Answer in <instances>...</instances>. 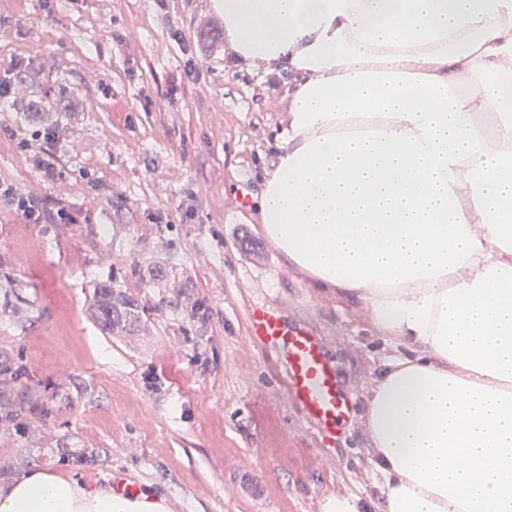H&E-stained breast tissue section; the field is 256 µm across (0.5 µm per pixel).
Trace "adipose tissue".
Wrapping results in <instances>:
<instances>
[{"label":"adipose tissue","instance_id":"ef3b65f1","mask_svg":"<svg viewBox=\"0 0 512 512\" xmlns=\"http://www.w3.org/2000/svg\"><path fill=\"white\" fill-rule=\"evenodd\" d=\"M294 75L258 230L402 355L366 400L377 512H512V0H213ZM0 512H169L44 469Z\"/></svg>","mask_w":512,"mask_h":512}]
</instances>
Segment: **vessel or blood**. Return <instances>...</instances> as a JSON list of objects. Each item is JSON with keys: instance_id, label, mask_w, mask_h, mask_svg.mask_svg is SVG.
I'll use <instances>...</instances> for the list:
<instances>
[{"instance_id": "1", "label": "vessel or blood", "mask_w": 512, "mask_h": 512, "mask_svg": "<svg viewBox=\"0 0 512 512\" xmlns=\"http://www.w3.org/2000/svg\"><path fill=\"white\" fill-rule=\"evenodd\" d=\"M223 33L224 25L214 12L193 31L203 47L217 46ZM248 332L252 341L276 351L289 400L316 427L322 441H336L352 416L353 406L321 341L305 327L286 323L276 309L267 305L252 307Z\"/></svg>"}]
</instances>
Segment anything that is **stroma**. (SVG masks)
<instances>
[{"label":"stroma","mask_w":512,"mask_h":512,"mask_svg":"<svg viewBox=\"0 0 512 512\" xmlns=\"http://www.w3.org/2000/svg\"><path fill=\"white\" fill-rule=\"evenodd\" d=\"M209 0H0V354L49 410L0 421V487L49 469L108 488L113 472L170 512H375L368 438L335 443L290 403L248 313L276 306L317 336L356 406L398 355L359 302L310 286L254 228L287 79L192 33ZM52 155L54 168L38 166ZM144 308L135 336L93 322L96 281Z\"/></svg>","instance_id":"stroma-1"}]
</instances>
